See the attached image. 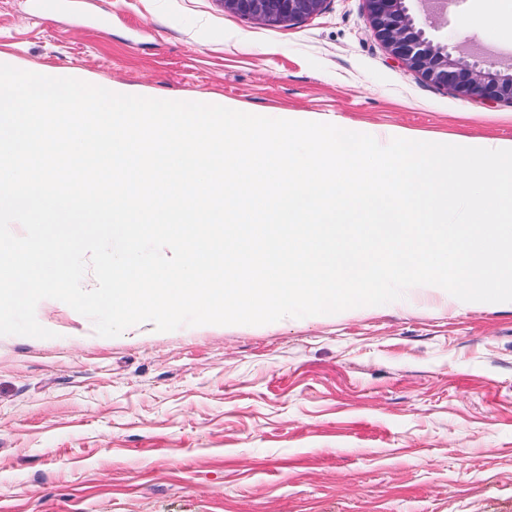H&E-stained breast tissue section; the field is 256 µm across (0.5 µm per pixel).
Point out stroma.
I'll use <instances>...</instances> for the list:
<instances>
[{
    "mask_svg": "<svg viewBox=\"0 0 512 512\" xmlns=\"http://www.w3.org/2000/svg\"><path fill=\"white\" fill-rule=\"evenodd\" d=\"M410 11L506 70L512 0ZM107 32L0 0V58L143 96L307 112L362 132L512 139V103L395 62L364 0L292 26L222 0H87ZM50 338L0 335V512H512V306L388 305L264 325L96 333L41 300Z\"/></svg>",
    "mask_w": 512,
    "mask_h": 512,
    "instance_id": "1",
    "label": "stroma"
}]
</instances>
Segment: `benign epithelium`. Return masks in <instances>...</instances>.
Instances as JSON below:
<instances>
[{"label": "benign epithelium", "instance_id": "7a95c632", "mask_svg": "<svg viewBox=\"0 0 512 512\" xmlns=\"http://www.w3.org/2000/svg\"><path fill=\"white\" fill-rule=\"evenodd\" d=\"M327 0H224V9L259 23L293 25L325 8ZM410 0H365L375 36L391 56L425 81L462 97L512 102V73L455 55L417 25Z\"/></svg>", "mask_w": 512, "mask_h": 512}]
</instances>
